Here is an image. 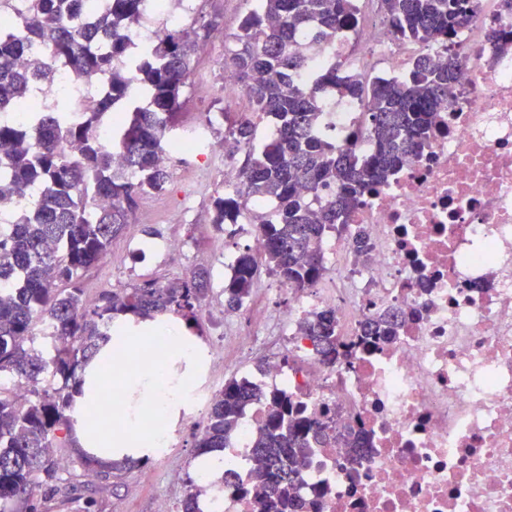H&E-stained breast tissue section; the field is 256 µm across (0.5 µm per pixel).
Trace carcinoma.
Instances as JSON below:
<instances>
[{"label":"carcinoma","mask_w":512,"mask_h":512,"mask_svg":"<svg viewBox=\"0 0 512 512\" xmlns=\"http://www.w3.org/2000/svg\"><path fill=\"white\" fill-rule=\"evenodd\" d=\"M144 0H109L108 13L89 15L87 0H27L22 13L27 32L45 52L21 69L20 40L0 29V112L24 106L30 84L53 80L63 64L76 80L111 78L110 98L79 122L68 119L69 104L39 114L30 125L0 118V204L12 201L0 229V380L27 386L20 397L0 383V512H40L41 502L64 493L62 461L52 448L71 442V412L82 394L85 368L122 324L118 315L153 320L171 313L195 318L211 287V275L198 269L176 284L145 281L123 293H104L86 306L82 278L97 266L112 240L128 229L138 200L167 190L171 173L162 154L180 122L181 96L195 72L200 42L217 26L198 16L189 30L172 29L136 55L130 70L113 66L131 53L125 37L140 18ZM471 0H380L394 36L419 43L442 40L447 59L435 64L420 57L399 80L367 85L333 63L316 71L305 86L298 68L308 49L336 37L339 25L356 9L353 0H256L240 30L232 35L224 69L231 72L253 111L271 128L258 141V125L234 118L224 132V157L246 155L242 182L234 193L213 197L211 224L217 230L238 224L249 200H269L275 210L259 229L261 256L245 249L224 283V307H241L255 288L259 261L266 272L296 291L313 287L325 272L323 240L341 232L345 218L366 192L401 166L424 142L434 112L448 103L463 53L453 44L459 19ZM325 89L363 102L358 128L347 145L323 133ZM105 142L96 135L103 117L116 107ZM367 137L373 150L361 159L354 144ZM334 192L314 206L320 193ZM63 287H58V284ZM395 311L369 319L362 341L374 344L394 336ZM322 363L350 356L336 336V310L324 307L299 324ZM40 346H35V342ZM264 401L267 414L253 437L258 460L251 481L238 493L257 501L260 512H317L297 500L296 481L307 448L332 436L333 418H314L286 392H262L232 378L212 400L199 425L198 452L226 448L242 408ZM200 489L188 480L179 512H198Z\"/></svg>","instance_id":"carcinoma-1"}]
</instances>
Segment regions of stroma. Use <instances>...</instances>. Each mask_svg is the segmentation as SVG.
I'll list each match as a JSON object with an SVG mask.
<instances>
[{
	"label": "stroma",
	"mask_w": 512,
	"mask_h": 512,
	"mask_svg": "<svg viewBox=\"0 0 512 512\" xmlns=\"http://www.w3.org/2000/svg\"><path fill=\"white\" fill-rule=\"evenodd\" d=\"M204 46L195 65L209 72L213 87L206 93L191 86L185 89L180 124L184 131L204 113L237 110L221 92L225 79L223 43L212 37ZM170 170L171 184L166 192L139 199L128 233L112 242L110 263L98 264L85 276L84 301L91 306L105 292L129 289L145 280L166 284L188 277L193 269H208L212 288L201 302L191 334L224 359V367L212 374L214 380L222 382L240 374L242 367L258 364L256 357L235 345L238 325L224 320V259L243 249L245 240L234 227L219 233L211 226V199L224 188L222 167H212L209 186L188 207L183 204L184 189L196 169L176 153ZM175 213L180 220L174 224L170 217ZM170 240L180 241L181 250L168 251L166 243ZM172 429L167 457L153 455L142 466L107 475L87 472L74 449H56V456L65 463L61 476L75 488L66 500L43 504V512H156L159 499L181 502L188 478L197 474V430L193 419L182 415L174 418Z\"/></svg>",
	"instance_id": "35a3bbf8"
}]
</instances>
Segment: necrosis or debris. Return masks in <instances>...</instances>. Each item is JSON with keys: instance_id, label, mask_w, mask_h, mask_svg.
<instances>
[{"instance_id": "necrosis-or-debris-1", "label": "necrosis or debris", "mask_w": 512, "mask_h": 512, "mask_svg": "<svg viewBox=\"0 0 512 512\" xmlns=\"http://www.w3.org/2000/svg\"><path fill=\"white\" fill-rule=\"evenodd\" d=\"M341 28L312 66L345 61L364 80L399 77L423 55L444 61L439 44L393 37L376 0ZM456 30L467 54L453 97L435 112L427 140L368 192L345 229L325 241L339 256L335 286L319 298L295 294L279 322L276 351L254 384L287 391L309 414H336L337 437L308 449L298 495L318 512H512V49L490 32L512 26L501 0H473ZM196 0H145L128 38L137 47L181 27ZM110 80L80 83L58 71L34 88L29 107L49 111L73 97L72 117L101 101ZM324 129L345 144L360 101L328 96ZM369 243L356 251L357 235ZM333 303L352 362L322 364L297 336L317 303ZM400 310L395 338L362 344L378 310ZM266 409L247 405L224 451V484L202 483L201 512H257L240 497L256 466L251 439ZM361 439L353 453L349 441Z\"/></svg>"}]
</instances>
